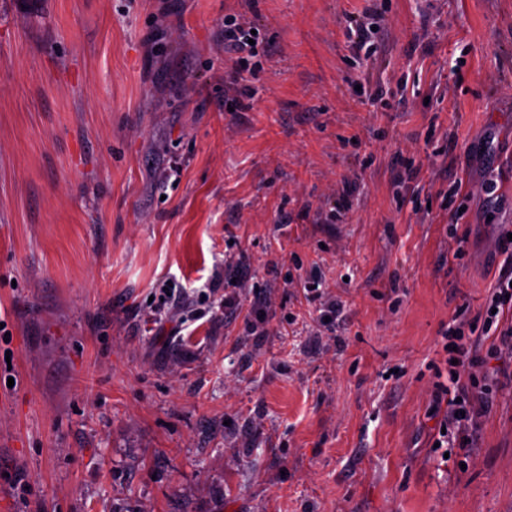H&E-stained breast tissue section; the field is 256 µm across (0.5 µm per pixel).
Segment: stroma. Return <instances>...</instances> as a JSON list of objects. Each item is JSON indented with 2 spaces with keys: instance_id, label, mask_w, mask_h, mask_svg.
<instances>
[{
  "instance_id": "35a3bbf8",
  "label": "stroma",
  "mask_w": 512,
  "mask_h": 512,
  "mask_svg": "<svg viewBox=\"0 0 512 512\" xmlns=\"http://www.w3.org/2000/svg\"><path fill=\"white\" fill-rule=\"evenodd\" d=\"M383 2L362 61V0H0V512H512V355L474 447L431 412L512 231V0ZM317 268L338 344L295 322ZM169 287L195 318L150 327ZM251 30H256V34L252 35ZM259 29L248 25L246 22H241L234 16H227L224 19V51L233 53L235 56L242 53H247L248 56L254 57L258 54L257 46L259 44ZM249 39L255 41L254 45L248 43ZM237 63L239 67L235 69L230 77V85L238 82L241 68L243 67L242 62H245V57H237ZM272 301L271 297L266 291H256L251 301V307L248 316L245 318L247 327L252 330V333H256L259 326L267 324L268 312L271 308Z\"/></svg>"
}]
</instances>
